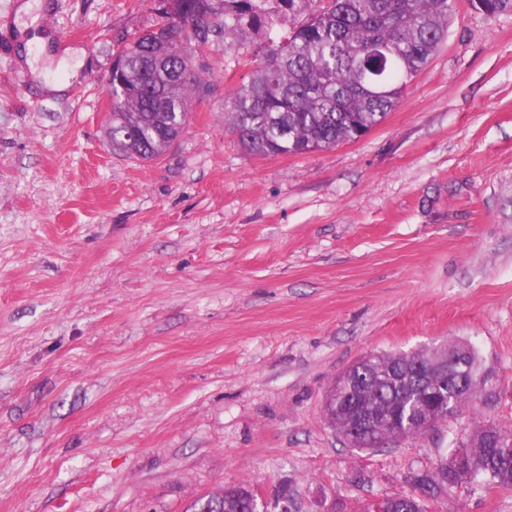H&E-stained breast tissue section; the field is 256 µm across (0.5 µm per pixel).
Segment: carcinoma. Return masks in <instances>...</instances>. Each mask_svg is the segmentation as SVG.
Masks as SVG:
<instances>
[{"mask_svg": "<svg viewBox=\"0 0 512 512\" xmlns=\"http://www.w3.org/2000/svg\"><path fill=\"white\" fill-rule=\"evenodd\" d=\"M211 24L201 43L224 42L257 32L263 59L248 82L234 88L224 103L237 142L257 156L302 154L354 141L378 125L427 64L448 32L454 0H213ZM123 62L112 75V145L137 159L162 155L183 131L189 105L199 92L192 64L177 55L159 62L139 42L115 56ZM165 126L160 137L145 131ZM470 377L459 387L439 376L423 381L397 354L375 353L344 387L334 386L336 410H325L329 424L346 429L344 402L392 420L371 432L372 441L403 433L421 436L431 428L407 421L410 401L433 415L448 406L478 414L487 406V383L474 350L465 355ZM468 445L462 483L449 465L440 467L437 494L448 488H512V426L476 424L472 433L451 439ZM240 487L214 494L205 512H239ZM392 512H428V500L415 495L390 497Z\"/></svg>", "mask_w": 512, "mask_h": 512, "instance_id": "1", "label": "carcinoma"}]
</instances>
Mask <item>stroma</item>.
<instances>
[{"instance_id":"1","label":"stroma","mask_w":512,"mask_h":512,"mask_svg":"<svg viewBox=\"0 0 512 512\" xmlns=\"http://www.w3.org/2000/svg\"><path fill=\"white\" fill-rule=\"evenodd\" d=\"M0 0V512H364L436 470L469 412L349 447L323 405L370 352L469 343L512 423V12L455 0L447 37L361 139L247 154L224 97L259 37L195 55L160 157L114 151L106 79L154 0ZM47 39L34 65L25 36ZM64 80L40 91L35 73ZM432 512H512L452 489ZM245 488L241 487H228L224 488V491L219 494L211 495V499L207 503V510L195 511L198 509L196 503L191 506L192 512H239L240 510V499L238 493Z\"/></svg>"}]
</instances>
